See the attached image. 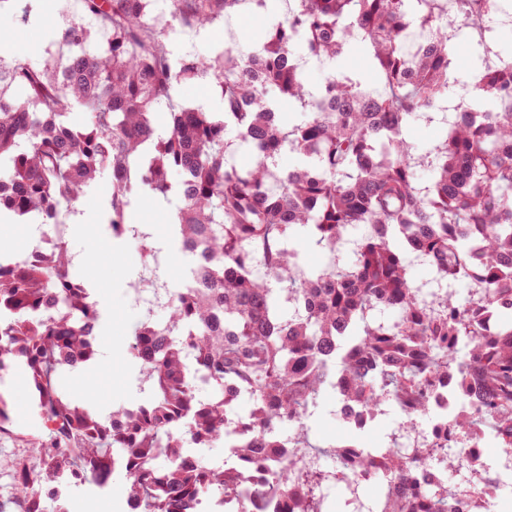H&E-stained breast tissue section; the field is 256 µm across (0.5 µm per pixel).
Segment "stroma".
Listing matches in <instances>:
<instances>
[{"label":"stroma","mask_w":512,"mask_h":512,"mask_svg":"<svg viewBox=\"0 0 512 512\" xmlns=\"http://www.w3.org/2000/svg\"><path fill=\"white\" fill-rule=\"evenodd\" d=\"M61 26L59 14L54 13L43 15L36 26L10 27L9 39L0 42V53L32 62L44 60L47 40L43 31L47 28L56 30ZM109 198L110 182L104 178L78 200V207L94 218L96 236L91 239L75 230L68 242L74 258V270L80 277L90 280L106 323L104 335L98 343L95 371L89 377H67L61 382L64 390L103 411L140 398L136 390L137 371L130 361L127 348L147 315L136 306L128 293L129 283L141 267L140 248L134 239L112 237L106 223ZM133 211L138 216L139 224L150 232L153 242L162 249L165 256L161 267L162 278L169 287H179L186 278L187 269L181 261V252L169 243L165 207L159 206L153 197L142 192L137 196ZM96 241L105 246L98 256L100 266L106 271L102 277L89 273L83 264L84 255ZM6 382L10 391L0 399L8 411L7 429L0 433V503L15 500L14 470L19 463L34 461L31 442L47 435L45 420L33 400V390L19 373L17 362H10ZM335 407V392L326 391L316 414L309 421L313 444L325 446L355 439L363 447L376 448L401 420L400 414L391 409L368 430L358 432L337 421Z\"/></svg>","instance_id":"1"}]
</instances>
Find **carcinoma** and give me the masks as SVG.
<instances>
[{
	"label": "carcinoma",
	"instance_id": "cac0c4a2",
	"mask_svg": "<svg viewBox=\"0 0 512 512\" xmlns=\"http://www.w3.org/2000/svg\"><path fill=\"white\" fill-rule=\"evenodd\" d=\"M165 0L183 31L258 11L269 39L243 52L215 45L206 55H174L170 33L149 20L155 0H79L75 23L54 32L68 47L39 64L10 61L0 71V214L16 224H51L73 213L99 174H112L109 228L128 231L137 190L179 204L170 239L192 257L163 323L137 329L128 353L145 398L104 413L65 392L64 374L98 355L101 312L85 280L70 274L68 243L24 264L0 252V371L17 358L53 428L36 464L18 465L22 512L60 510L98 479L125 478L131 512H197L209 496L224 512H256L281 499L282 512H324L323 487L280 457L279 449L321 460L348 458L373 487L370 512H448L454 496L494 500L498 484L410 485L419 458L391 440L374 450L330 444L314 450L308 420L327 388L372 422L408 398L411 416L431 414L424 391L451 381L485 407L497 438L512 447V62L477 67L467 111L444 121L419 152L408 136L448 101V27L481 25L501 0ZM422 25L431 39L405 49ZM367 75L336 69L351 48ZM327 68L309 88L302 60ZM208 79L218 110L175 104L173 91ZM167 103L168 132L156 117ZM72 110L86 121L66 120ZM236 132L228 138L229 132ZM243 150V167L230 155ZM298 162L285 167L282 154ZM430 174L419 183V171ZM176 171L180 179L170 180ZM142 251L160 268L147 233ZM322 262L310 267L305 247ZM432 277L416 284L409 255ZM465 282V303L453 285ZM293 309L284 315L283 305ZM387 312L397 318L390 323ZM253 400L237 424L249 434L242 467L271 468L277 484L245 486L241 471L210 467L187 448H234L228 413ZM213 388L207 398L199 387ZM294 424L280 434L281 424ZM459 433L479 420L456 415ZM408 482L391 492L387 479Z\"/></svg>",
	"mask_w": 512,
	"mask_h": 512
}]
</instances>
